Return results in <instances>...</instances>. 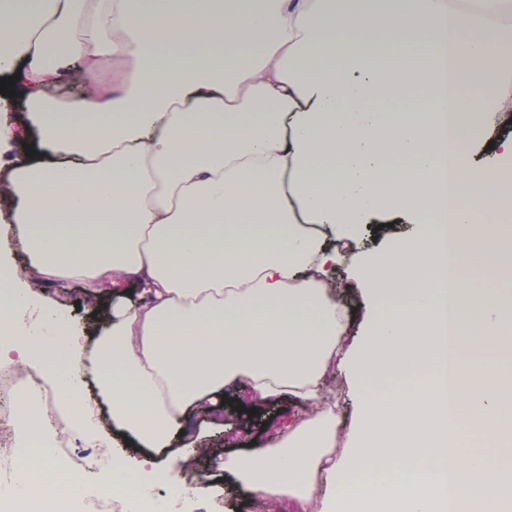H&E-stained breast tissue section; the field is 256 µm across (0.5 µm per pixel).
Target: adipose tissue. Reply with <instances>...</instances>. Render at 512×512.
Segmentation results:
<instances>
[{
    "instance_id": "adipose-tissue-1",
    "label": "adipose tissue",
    "mask_w": 512,
    "mask_h": 512,
    "mask_svg": "<svg viewBox=\"0 0 512 512\" xmlns=\"http://www.w3.org/2000/svg\"><path fill=\"white\" fill-rule=\"evenodd\" d=\"M471 2L0 0V79L14 77L36 150L0 160V368L42 364L76 433L106 418L137 450L113 454L95 512H124L133 463L157 476L172 450L191 468L188 424L230 385L299 408L273 446L224 465L276 512H512L498 418L512 307L467 279L477 262L512 278V230L474 218L512 196V137L491 167L471 162L512 118V0ZM71 67L91 89L68 102L54 90ZM492 67L493 89L462 100ZM387 214L419 232L363 252L361 225ZM344 262L369 302L358 341L335 295ZM29 272L80 283L98 335L59 317ZM39 324L55 337L37 340ZM341 371L358 385L345 433ZM382 376L399 383L366 388ZM462 426L487 447L461 446ZM9 467L62 498L84 485L46 448Z\"/></svg>"
}]
</instances>
